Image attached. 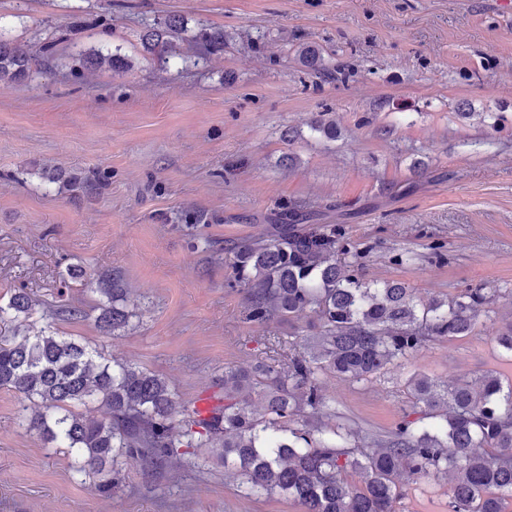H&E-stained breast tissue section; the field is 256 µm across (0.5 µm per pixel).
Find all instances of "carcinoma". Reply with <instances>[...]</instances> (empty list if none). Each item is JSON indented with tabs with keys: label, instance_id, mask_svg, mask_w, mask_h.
<instances>
[{
	"label": "carcinoma",
	"instance_id": "carcinoma-1",
	"mask_svg": "<svg viewBox=\"0 0 512 512\" xmlns=\"http://www.w3.org/2000/svg\"><path fill=\"white\" fill-rule=\"evenodd\" d=\"M187 32L176 17L147 25L142 50L166 64L171 39ZM193 39L205 55L224 52L222 29L202 27ZM296 54L309 70L328 72L323 49L302 44ZM82 63L129 66L124 56L100 51ZM49 69V58L24 55L0 39V80H32ZM228 255L236 282L252 289L250 318L318 319L316 331L301 337L300 352L251 370L224 367V404L199 419L146 369L113 365L49 323L16 330L0 339V388L37 404L38 412L21 415L27 428L70 449L80 474H100L121 456L158 464L178 448L218 447L224 463L238 469L246 496H285L304 512H396L406 484L440 475L451 482L450 512H503V495L512 496V384L492 372L445 383L410 373L404 386L416 418L404 416L371 448L351 424L318 427L304 419L327 406L320 373L371 384L431 339L474 334L488 313L486 289L422 305L403 283L368 281L355 265L343 268L338 256L356 260L360 252L336 225L313 224L310 214L288 209L276 214L267 236ZM99 293L106 298L96 319L100 332L128 326L117 280ZM35 313L23 288L0 300V324L26 323ZM94 403L109 416L75 411ZM350 472L359 480L348 481Z\"/></svg>",
	"mask_w": 512,
	"mask_h": 512
}]
</instances>
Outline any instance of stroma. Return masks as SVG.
Listing matches in <instances>:
<instances>
[{
	"instance_id": "35a3bbf8",
	"label": "stroma",
	"mask_w": 512,
	"mask_h": 512,
	"mask_svg": "<svg viewBox=\"0 0 512 512\" xmlns=\"http://www.w3.org/2000/svg\"><path fill=\"white\" fill-rule=\"evenodd\" d=\"M172 17L223 29V53L179 41L167 65L141 55L145 24ZM0 36L51 54L46 76L0 81V298L25 289L60 334L158 374L183 404L216 406L225 366L293 351L288 323L249 319L224 254L288 206L365 247V279L401 281L420 302L494 291L474 336L428 343L368 385L321 375L317 422L380 439L410 411L413 371L512 381L494 341L512 312V0H0ZM306 42L350 80L305 74L293 49ZM98 49L131 68L87 70ZM322 111L336 139L311 130ZM71 265L121 277L128 329L99 331L102 296L64 285ZM26 404L0 389V512H303L245 496L208 448L159 466L120 458L103 494L68 449L20 426ZM449 500V482L427 477L398 508Z\"/></svg>"
}]
</instances>
